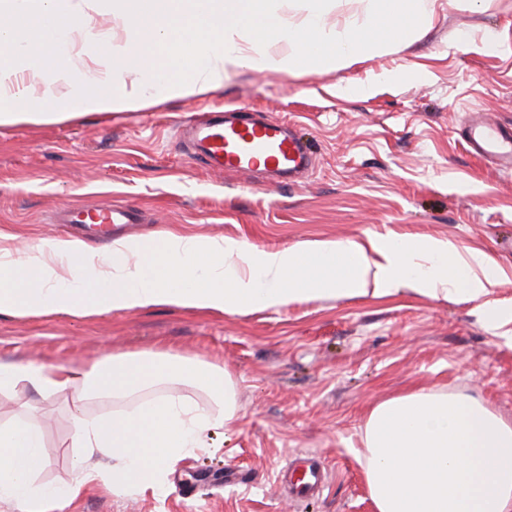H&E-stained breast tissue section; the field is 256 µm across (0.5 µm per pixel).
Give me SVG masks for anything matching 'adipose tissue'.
<instances>
[{
	"label": "adipose tissue",
	"mask_w": 512,
	"mask_h": 512,
	"mask_svg": "<svg viewBox=\"0 0 512 512\" xmlns=\"http://www.w3.org/2000/svg\"><path fill=\"white\" fill-rule=\"evenodd\" d=\"M273 0H0V126L50 123L88 112H137L157 96L208 94L238 69L337 71L355 56L413 41L423 0H371L359 17L330 27L334 0H310L284 18ZM116 14L123 40L92 39L97 18ZM60 57L80 58L61 77ZM139 68L126 84L124 66ZM497 283L483 252L446 239L307 240L279 250L221 237L116 238L106 247L57 238L25 254L0 232V313L99 315L170 306L229 315L280 310L304 300L412 294L475 303ZM188 379L207 406L161 398L163 381ZM26 383L40 396L74 393L76 479L37 484L47 465L39 428L0 425V501L18 512H60L95 480L113 492L153 487L211 432L239 421L231 371L164 352L108 354L86 369L0 364V394ZM140 404L112 416L84 411L89 393ZM363 472L376 512H512V421L464 392L416 389L376 403L361 434ZM109 460V470L91 464Z\"/></svg>",
	"instance_id": "1"
}]
</instances>
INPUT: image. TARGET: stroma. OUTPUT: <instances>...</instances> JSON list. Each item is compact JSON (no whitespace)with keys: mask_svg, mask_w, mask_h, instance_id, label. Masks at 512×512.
Masks as SVG:
<instances>
[{"mask_svg":"<svg viewBox=\"0 0 512 512\" xmlns=\"http://www.w3.org/2000/svg\"><path fill=\"white\" fill-rule=\"evenodd\" d=\"M419 36L340 71L240 69L203 97L138 112L0 127V230L15 248L72 236L54 213L100 204L141 210L134 238L222 236L269 250L313 239L452 240L495 263L490 304L512 303V173L467 150L470 115L512 127V0L473 8L427 0ZM384 72L400 80L384 81ZM359 87L343 95L339 86ZM236 110L293 125L314 166L301 182L217 173L184 127ZM169 351L228 368L240 421L178 462L163 490L89 485L63 512H375L357 451L367 411L413 387L463 391L512 421V347L475 304L398 295L300 302L228 315L172 307L92 317L0 313V362L87 368L103 352ZM72 391L0 395V424L43 433L41 482L75 478ZM300 451L329 480L293 500L279 472Z\"/></svg>","mask_w":512,"mask_h":512,"instance_id":"obj_1","label":"stroma"}]
</instances>
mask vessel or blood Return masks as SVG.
Instances as JSON below:
<instances>
[{
  "label": "vessel or blood",
  "mask_w": 512,
  "mask_h": 512,
  "mask_svg": "<svg viewBox=\"0 0 512 512\" xmlns=\"http://www.w3.org/2000/svg\"><path fill=\"white\" fill-rule=\"evenodd\" d=\"M191 134L196 157L218 172L244 175L264 171L292 176L306 172L312 163L305 143L269 119L247 120L235 112H217L192 125ZM468 144L473 153L512 169V131L491 127L478 116L471 123ZM67 221L105 229L136 223L137 216L106 205L80 209L68 215ZM327 479L325 466L312 454L296 457L281 474L282 482L299 501L322 490Z\"/></svg>",
  "instance_id": "b4317fda"
}]
</instances>
